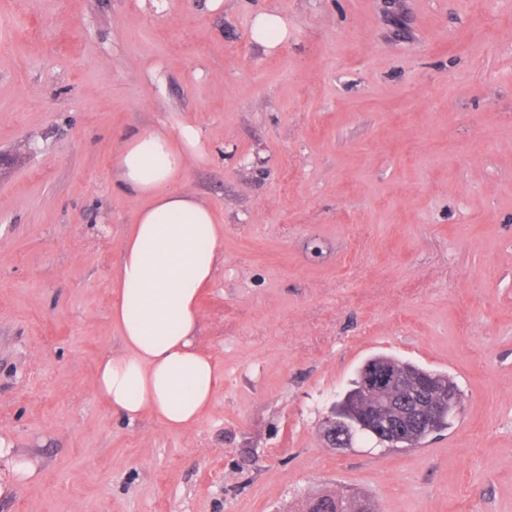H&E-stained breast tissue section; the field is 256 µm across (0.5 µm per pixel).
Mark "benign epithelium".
<instances>
[{"label": "benign epithelium", "mask_w": 512, "mask_h": 512, "mask_svg": "<svg viewBox=\"0 0 512 512\" xmlns=\"http://www.w3.org/2000/svg\"><path fill=\"white\" fill-rule=\"evenodd\" d=\"M361 373L363 390L377 399L362 413L364 429L379 441L400 435L412 442L417 431L445 404L456 403L452 390L444 398L430 392L432 382L429 379L415 386L408 384L399 367L388 359L368 362ZM352 435L353 430L345 418L334 413L326 417L323 437L328 447L342 448L352 440Z\"/></svg>", "instance_id": "obj_1"}]
</instances>
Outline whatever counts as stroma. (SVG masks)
<instances>
[{"label": "stroma", "instance_id": "35a3bbf8", "mask_svg": "<svg viewBox=\"0 0 512 512\" xmlns=\"http://www.w3.org/2000/svg\"><path fill=\"white\" fill-rule=\"evenodd\" d=\"M173 119L224 222L199 328L224 380L181 433L95 390L139 206L112 160ZM376 354L460 407L418 448L327 447ZM0 436L38 468L0 512H512V0H0ZM255 40L267 50H274L288 38V25L277 14L261 12L253 21Z\"/></svg>", "mask_w": 512, "mask_h": 512}]
</instances>
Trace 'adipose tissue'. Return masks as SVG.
<instances>
[{
	"label": "adipose tissue",
	"instance_id": "ef3b65f1",
	"mask_svg": "<svg viewBox=\"0 0 512 512\" xmlns=\"http://www.w3.org/2000/svg\"><path fill=\"white\" fill-rule=\"evenodd\" d=\"M206 155L202 128L175 119L127 140L113 160L119 184L143 205L123 239L115 278L120 349L101 357L96 391L123 418L147 412L170 432L196 424L222 380L196 336L199 297L220 261L224 226L179 184L187 165Z\"/></svg>",
	"mask_w": 512,
	"mask_h": 512
}]
</instances>
